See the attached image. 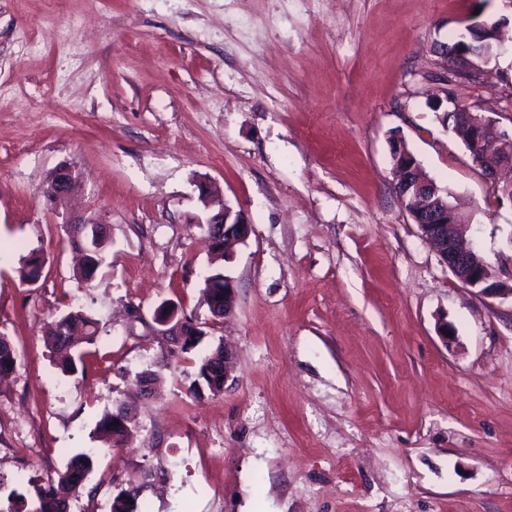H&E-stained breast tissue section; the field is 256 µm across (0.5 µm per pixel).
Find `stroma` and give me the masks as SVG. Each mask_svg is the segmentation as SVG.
<instances>
[{
    "mask_svg": "<svg viewBox=\"0 0 512 512\" xmlns=\"http://www.w3.org/2000/svg\"><path fill=\"white\" fill-rule=\"evenodd\" d=\"M472 16L506 39L457 100L512 129V0H0V512H34L32 483L89 448L71 512L131 486L137 512H512V300L462 286L391 189L397 134L512 283V202L435 103L430 47ZM61 166L78 182L55 207ZM200 178L252 225L225 320L199 301ZM70 213L108 231L87 284ZM165 300L231 345L224 392L193 394L201 350L153 333ZM71 311L98 332L65 375L44 334ZM120 403L134 424L107 449ZM43 255L36 249L31 250L26 256L22 257L19 270L20 279L26 282L35 272H40L44 265ZM39 275L32 276L27 284L33 285L39 280ZM116 420H119V424L113 425ZM130 425L132 419L120 408L113 413H105L98 423V430L106 440L108 448L122 447L125 445Z\"/></svg>",
    "mask_w": 512,
    "mask_h": 512,
    "instance_id": "35a3bbf8",
    "label": "stroma"
}]
</instances>
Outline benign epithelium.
I'll return each instance as SVG.
<instances>
[{"label": "benign epithelium", "mask_w": 512, "mask_h": 512, "mask_svg": "<svg viewBox=\"0 0 512 512\" xmlns=\"http://www.w3.org/2000/svg\"><path fill=\"white\" fill-rule=\"evenodd\" d=\"M499 22L470 20L466 26L469 40L460 44L439 43L433 47L444 62V70L468 72L483 78L488 73L483 67L491 57L479 44L498 38ZM454 120L471 130L473 149L484 145L488 134L494 140L483 154L477 167L491 187L512 194V135L506 130H496L494 120L482 112H475L461 105L454 113ZM74 172L69 167L56 169L47 183L45 196L50 202L64 199L72 190ZM392 187L404 207L409 209L413 221L419 225L425 242L437 253L466 288L490 297H511L512 284L507 285L493 275L481 250L474 244L462 242L459 232L461 217L442 195L438 186L424 177L418 165L394 161ZM198 198L204 207V218L197 224L208 225L210 242L224 241V258L230 259L233 245L245 241L251 232L248 216L222 202L211 182L197 184ZM235 304L234 280L224 277V307H213L214 316L226 318ZM153 331L158 336H204L206 332L193 319L179 314V307L170 302L161 303L155 310Z\"/></svg>", "instance_id": "7a95c632"}]
</instances>
